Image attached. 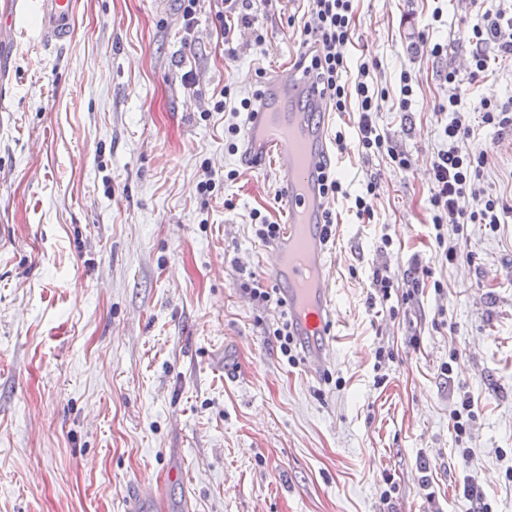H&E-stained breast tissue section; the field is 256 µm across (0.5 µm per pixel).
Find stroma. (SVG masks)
Listing matches in <instances>:
<instances>
[{"label":"stroma","mask_w":512,"mask_h":512,"mask_svg":"<svg viewBox=\"0 0 512 512\" xmlns=\"http://www.w3.org/2000/svg\"><path fill=\"white\" fill-rule=\"evenodd\" d=\"M182 12L76 0L74 38L49 45L0 0V512H127L136 486L155 512H465L468 485L512 512V128L470 113L460 145L489 152L479 188L505 207L496 227L435 229L429 204L448 73L480 50L465 35L477 14L512 0H359L345 55L378 64L390 151L363 156L356 114L319 113L343 188L377 189L368 224L348 198L329 203L317 377L282 355L280 308L241 288L269 273L250 214L283 222L282 174L224 138L256 71L302 52L308 4L265 0L248 25L240 0H198L189 26ZM481 50L493 63L470 95L511 102L512 57Z\"/></svg>","instance_id":"1"}]
</instances>
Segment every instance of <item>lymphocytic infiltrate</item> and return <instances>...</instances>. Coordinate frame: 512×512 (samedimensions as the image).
Returning a JSON list of instances; mask_svg holds the SVG:
<instances>
[{"instance_id": "1", "label": "lymphocytic infiltrate", "mask_w": 512, "mask_h": 512, "mask_svg": "<svg viewBox=\"0 0 512 512\" xmlns=\"http://www.w3.org/2000/svg\"><path fill=\"white\" fill-rule=\"evenodd\" d=\"M312 15L304 23L300 36L305 48L299 67L312 80L317 93L332 107L344 113L349 108L358 112V150L362 154H380L385 150V139L378 131L374 114L384 92L368 82V63L352 65L341 48L352 38L354 0H308ZM478 114L482 124L493 127H512V111L492 104L490 100L471 101L463 94L455 93L448 98L450 120L445 127L450 146L438 153L432 164V188L429 199L434 212L435 227L452 225L455 231H463L470 224L495 225L500 221L499 201L487 197L483 209H470L466 197L468 188L482 175L489 162L487 150L460 153L459 140L470 137L471 129L461 115L465 112Z\"/></svg>"}]
</instances>
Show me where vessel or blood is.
Wrapping results in <instances>:
<instances>
[{"label":"vessel or blood","mask_w":512,"mask_h":512,"mask_svg":"<svg viewBox=\"0 0 512 512\" xmlns=\"http://www.w3.org/2000/svg\"><path fill=\"white\" fill-rule=\"evenodd\" d=\"M21 3L24 12L35 18L40 38L64 40L74 36V0ZM291 99L304 101V108L288 107ZM325 108V101L311 91L302 74L287 70L267 87L260 112L247 124L243 150L248 158L272 159L285 176L288 222L271 243L277 258L271 273L287 286L288 317L294 334L311 339L306 361L312 367L325 360L324 336L333 316L322 222L327 201L318 181V160L326 150V138L322 124L315 119Z\"/></svg>","instance_id":"vessel-or-blood-1"}]
</instances>
